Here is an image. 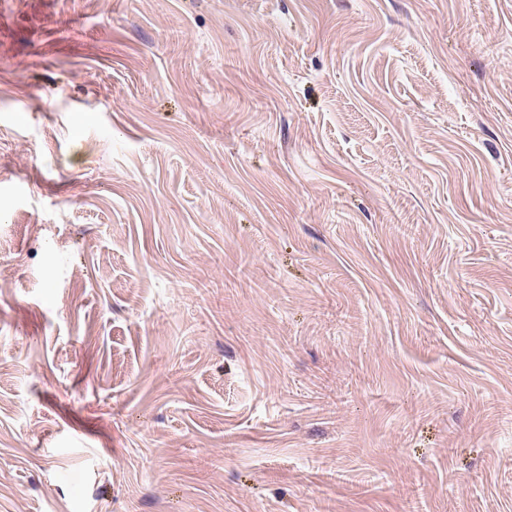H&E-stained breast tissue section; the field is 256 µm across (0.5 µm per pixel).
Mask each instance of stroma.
Segmentation results:
<instances>
[{
    "instance_id": "1",
    "label": "stroma",
    "mask_w": 512,
    "mask_h": 512,
    "mask_svg": "<svg viewBox=\"0 0 512 512\" xmlns=\"http://www.w3.org/2000/svg\"><path fill=\"white\" fill-rule=\"evenodd\" d=\"M0 512H512V0H0Z\"/></svg>"
}]
</instances>
